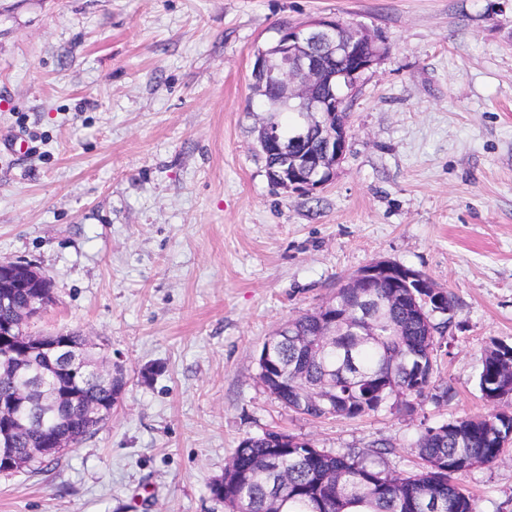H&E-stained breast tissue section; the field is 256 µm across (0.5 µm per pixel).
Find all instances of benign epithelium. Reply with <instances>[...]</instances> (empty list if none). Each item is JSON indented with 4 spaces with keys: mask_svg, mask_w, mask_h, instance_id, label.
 <instances>
[{
    "mask_svg": "<svg viewBox=\"0 0 512 512\" xmlns=\"http://www.w3.org/2000/svg\"><path fill=\"white\" fill-rule=\"evenodd\" d=\"M385 48L362 26L338 18L318 17L302 25H283L277 42L256 54L252 72L255 89L274 90L276 102L298 115L290 139L281 138L278 127L265 123L259 144L265 154H285L288 162L276 177L288 191H313L329 182L344 159L348 140L347 120L352 95L363 75L376 65ZM404 284L434 297L433 316L448 314V293L424 274L390 261H375L351 277L353 288H375L383 281ZM37 289L36 296L15 310L10 322L0 324L4 342L21 349L3 356L5 367L21 381L16 394L0 400V472L18 474L38 459H48L75 447L67 434L56 435L27 457L15 445L28 427L21 410L31 403L46 402L50 409L71 407L79 411L85 426L94 430L112 417V407L122 396L125 383L112 362L93 355L96 345L69 341L63 332L36 334L29 329L52 297L51 285L36 268L25 262L0 258V307L12 303L18 292ZM105 382L111 386L103 404L88 401L82 389Z\"/></svg>",
    "mask_w": 512,
    "mask_h": 512,
    "instance_id": "benign-epithelium-1",
    "label": "benign epithelium"
}]
</instances>
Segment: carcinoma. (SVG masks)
I'll return each mask as SVG.
<instances>
[{"instance_id": "obj_1", "label": "carcinoma", "mask_w": 512, "mask_h": 512, "mask_svg": "<svg viewBox=\"0 0 512 512\" xmlns=\"http://www.w3.org/2000/svg\"><path fill=\"white\" fill-rule=\"evenodd\" d=\"M381 320L374 336H354L351 326L336 327L320 358L291 346L276 359L283 373L305 374V385L332 400V408L302 409L295 388L279 389L266 375L275 399L313 418H356L377 411L393 398L412 412L410 398L429 388L436 362L435 344L414 309L391 303L392 289H374ZM317 312L295 320L298 334L317 336ZM482 397L502 400L512 390V347L494 343L487 350L479 376ZM84 435L77 423L47 416L30 437L56 431ZM512 442V410L465 416L420 434L414 451L424 464L418 474H392L365 452H326L283 432L269 431L242 441L224 469V478L210 485L226 512H270L275 497L288 498V512H477L469 491L457 477L470 469L499 461Z\"/></svg>"}]
</instances>
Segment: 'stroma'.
<instances>
[{"instance_id":"obj_1","label":"stroma","mask_w":512,"mask_h":512,"mask_svg":"<svg viewBox=\"0 0 512 512\" xmlns=\"http://www.w3.org/2000/svg\"><path fill=\"white\" fill-rule=\"evenodd\" d=\"M322 16L386 51L335 177L289 193L250 74L281 23ZM27 130L33 150L8 151ZM1 257L51 283L32 330L90 337L126 385L94 434L0 475V512H225L210 484L269 430L417 473L425 427L496 412L478 377L512 345V0H0ZM378 260L454 302L430 397L355 419L284 407L264 342ZM459 481L477 512H512V448Z\"/></svg>"}]
</instances>
